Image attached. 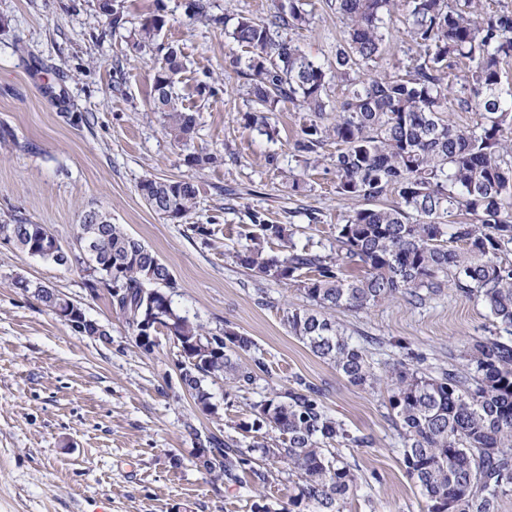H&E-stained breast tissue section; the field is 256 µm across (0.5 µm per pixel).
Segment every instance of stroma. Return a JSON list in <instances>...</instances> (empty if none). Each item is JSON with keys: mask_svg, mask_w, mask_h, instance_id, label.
Returning <instances> with one entry per match:
<instances>
[{"mask_svg": "<svg viewBox=\"0 0 512 512\" xmlns=\"http://www.w3.org/2000/svg\"><path fill=\"white\" fill-rule=\"evenodd\" d=\"M210 20L190 16L187 0H118L126 23L113 29L96 0H0V224L16 218L44 224L76 247L84 212L98 210L150 247L170 268L175 306L216 331L250 336L266 370L252 389L210 383L217 415L201 413L179 377L177 350L161 339L140 349L107 298H91L82 267L30 256L0 240V512H252L255 502L286 506L298 492L287 464L260 465L239 482L214 479L197 461L194 432L238 440L254 406L303 378L321 391L328 413L369 446L338 450L358 476L344 512H425L407 474L403 445L385 386L355 387L288 331V309L306 305L297 283L259 279L234 252L248 234V214L293 223L298 244L329 247L336 224L355 207L336 196L328 164L308 169L294 192L287 168L303 113L279 103L274 138L243 127L253 108L246 78L229 65L243 50L224 21L264 18L274 0H209ZM310 22L292 38L320 61L332 58L343 24L332 0H306ZM162 14L165 25L146 51L132 46L140 21ZM182 54L175 93L197 118L190 150L223 160L187 166L186 150L153 105L152 77L168 47ZM278 158L269 165L267 156ZM187 179L200 194L173 221L155 213L138 191L141 180ZM314 210L320 223L309 224ZM194 224L210 225L202 239ZM57 290L79 303L110 333H75L17 279ZM353 343L384 375L423 358L432 368H465L472 339L496 333L485 304L445 289L422 305L394 299L333 313Z\"/></svg>", "mask_w": 512, "mask_h": 512, "instance_id": "1", "label": "stroma"}]
</instances>
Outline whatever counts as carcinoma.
<instances>
[{
  "label": "carcinoma",
  "mask_w": 512,
  "mask_h": 512,
  "mask_svg": "<svg viewBox=\"0 0 512 512\" xmlns=\"http://www.w3.org/2000/svg\"><path fill=\"white\" fill-rule=\"evenodd\" d=\"M345 30L329 64L304 51L288 31L309 23L302 0H278L265 19L241 16L224 29L245 49L230 66L248 77L247 94L257 105L243 116L244 128L273 138L270 113L280 102L307 112L293 143L295 166L288 184L298 191L305 171L324 161L332 169L337 195L364 202L336 225V251L294 241L295 224H274L259 211L249 213L255 232L235 251L237 263L260 278L295 281L311 308L288 310V331L316 356L336 366L354 386L385 383L389 406L399 421L409 477L426 499L427 512H496L498 499L512 487V262L501 254L512 244V82L502 62L512 58V10L486 9L483 0H336ZM400 17L408 37L401 61L390 43V23ZM160 15L143 19L133 48L153 44ZM464 64L460 87L450 80L451 62ZM404 68L392 75L390 69ZM184 68L181 52H166L153 77L155 110L174 141L188 148L196 117L172 89ZM337 86L342 98L330 100ZM452 112H471L466 125ZM336 150L324 153L326 145ZM216 154L189 152L184 161L205 168ZM139 191L150 208L172 220L185 217L200 194L187 180L144 179ZM468 220L451 222L457 213ZM79 224V254L88 265L84 288L90 296L110 288L111 304L138 335L135 312L154 310L157 334L178 342L198 339L209 351L189 354L194 367L180 376L198 410L215 414L206 382H256L261 357L241 363L248 336L225 327L208 331L174 306L177 283L169 267L141 240L99 211ZM0 224V238L31 256L51 261L41 241L51 234L42 224ZM280 246L275 253L271 245ZM357 264L355 276L347 265ZM451 285L482 299L502 331L467 347L468 375L454 368L427 374L405 365L378 377L364 351L327 311H359L385 300L421 303ZM238 429L255 442L193 431L203 467L216 477L237 481L240 474H265L253 452L288 462L299 475L298 494L283 512H344L357 483L353 469L329 448L351 435L325 410L319 389L302 378L283 393L256 406L254 419ZM274 430L271 446L257 442Z\"/></svg>",
  "instance_id": "cac0c4a2"
}]
</instances>
